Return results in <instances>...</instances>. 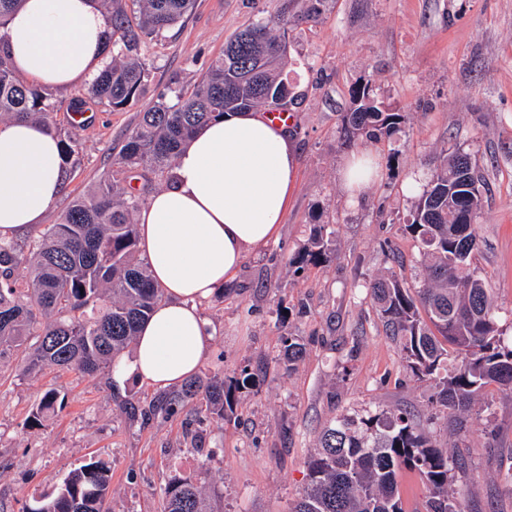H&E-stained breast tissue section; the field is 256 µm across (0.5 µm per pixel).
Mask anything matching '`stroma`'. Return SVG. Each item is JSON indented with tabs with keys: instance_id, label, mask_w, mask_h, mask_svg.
Returning a JSON list of instances; mask_svg holds the SVG:
<instances>
[{
	"instance_id": "1",
	"label": "stroma",
	"mask_w": 512,
	"mask_h": 512,
	"mask_svg": "<svg viewBox=\"0 0 512 512\" xmlns=\"http://www.w3.org/2000/svg\"><path fill=\"white\" fill-rule=\"evenodd\" d=\"M286 2L196 0L184 22L144 40V96L122 110L90 106L46 223H58L74 198L111 176L112 149L139 109L197 83L227 40ZM286 70L297 94L288 126L297 191L277 240L250 250L201 306L213 338L199 377L245 367L254 385L237 393L218 424L195 423L186 408L133 420L125 402L145 409L164 391L51 368L22 377L14 356L1 357L0 512H22L92 460L112 469V512H162L166 485L203 466L206 500L219 512H290L327 424L404 410L418 414L447 451L448 488L463 492V512H512V487L499 470L502 451L512 448V393L493 385L479 392L463 414L464 430L453 431L429 404L430 382L412 375L361 287L391 275L410 289L423 284L426 262L405 229L414 198L403 184L430 177L436 158L460 147L483 182L469 271L485 281L499 327L512 336V0H328L317 21L291 28ZM359 83L371 84L404 121L391 137L346 145L339 131ZM363 152L378 176L353 196L342 170ZM317 222L331 233L327 261L292 265ZM287 337L304 347L292 364L283 355ZM51 388L63 409L25 428Z\"/></svg>"
}]
</instances>
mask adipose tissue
Here are the masks:
<instances>
[{
  "mask_svg": "<svg viewBox=\"0 0 512 512\" xmlns=\"http://www.w3.org/2000/svg\"><path fill=\"white\" fill-rule=\"evenodd\" d=\"M106 16L98 0H24L0 27L13 69L42 85L72 88L103 69ZM63 154L34 120L0 125V239L34 230L60 197ZM297 187L286 126L262 113L230 114L180 150L173 180L137 216L139 246L162 300L118 359L114 383L136 377L160 390L192 377L212 335L201 304L230 281L246 253L276 239Z\"/></svg>",
  "mask_w": 512,
  "mask_h": 512,
  "instance_id": "1",
  "label": "adipose tissue"
}]
</instances>
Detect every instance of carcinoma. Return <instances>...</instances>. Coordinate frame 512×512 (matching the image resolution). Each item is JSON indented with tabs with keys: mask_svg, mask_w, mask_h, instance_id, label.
Masks as SVG:
<instances>
[{
	"mask_svg": "<svg viewBox=\"0 0 512 512\" xmlns=\"http://www.w3.org/2000/svg\"><path fill=\"white\" fill-rule=\"evenodd\" d=\"M112 10V57L94 77L86 96L71 101L72 112L86 111L88 101L114 110L136 104L148 82L139 56L140 42L175 27L190 13L194 0H101ZM327 0H298L299 9H280L240 30L192 88L173 90L175 102L160 95L139 113L136 124L112 152V178L72 201L56 224H50L23 248L0 242V356L20 357L18 372L36 375L44 367L94 377L112 373L118 353L133 343L138 328L162 300L149 263L138 255L135 216L144 189L171 171L178 151L203 126L228 114L262 107L286 109L294 87L283 76L288 30L320 16ZM50 104L43 90L24 81L0 54V118L43 122L60 138L64 157L78 153L73 132L49 123ZM404 115L381 108L372 86L351 91V108L340 134L348 141L388 135ZM142 188L125 187L127 179ZM481 179L471 155L457 150L438 158L431 178L415 202L406 230L429 262L428 277L417 295L395 279L364 284L392 335L401 338L412 374L435 386V403L463 412L474 394L490 385L512 393V339L498 327L488 288L477 276H461L477 249ZM324 226L291 260L303 267L326 260ZM27 267L20 281L12 271ZM460 360L448 366L449 350ZM252 374L224 382V375L193 380L152 405L144 415H171L192 405L199 421L224 420L235 390ZM58 393L45 392L26 421L43 425L55 412ZM416 470L429 497L425 512H461L448 494V454L433 443L413 415L359 420L344 417L326 427L319 449L308 464V482L294 512H404L398 475ZM169 483L164 512H206L199 480ZM111 468L91 461L74 468L56 490L33 500L23 512H112Z\"/></svg>",
	"mask_w": 512,
	"mask_h": 512,
	"instance_id": "obj_1",
	"label": "carcinoma"
}]
</instances>
